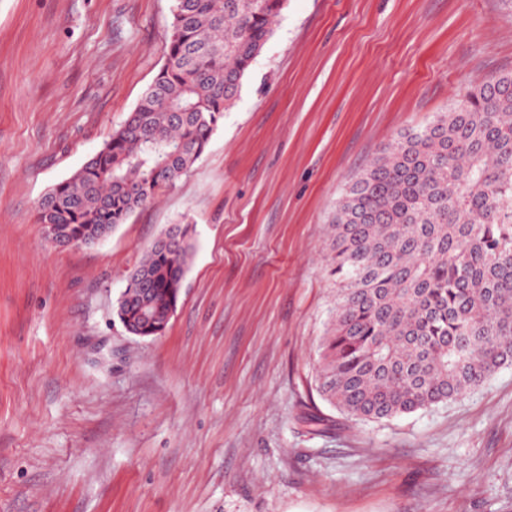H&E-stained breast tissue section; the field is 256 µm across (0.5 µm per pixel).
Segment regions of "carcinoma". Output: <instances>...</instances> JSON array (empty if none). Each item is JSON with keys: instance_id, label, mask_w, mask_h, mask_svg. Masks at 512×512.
I'll list each match as a JSON object with an SVG mask.
<instances>
[{"instance_id": "carcinoma-1", "label": "carcinoma", "mask_w": 512, "mask_h": 512, "mask_svg": "<svg viewBox=\"0 0 512 512\" xmlns=\"http://www.w3.org/2000/svg\"><path fill=\"white\" fill-rule=\"evenodd\" d=\"M287 0H173L166 61L134 111L40 200L39 224L93 242L187 176ZM178 252L150 246L139 289L160 316L178 304L194 227ZM336 306L318 390L380 421L456 399L512 364V75L492 76L429 125L401 134L344 190L330 224Z\"/></svg>"}]
</instances>
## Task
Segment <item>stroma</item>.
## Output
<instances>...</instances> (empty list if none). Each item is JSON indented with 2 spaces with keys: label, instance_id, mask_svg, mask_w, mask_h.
<instances>
[{
  "label": "stroma",
  "instance_id": "obj_1",
  "mask_svg": "<svg viewBox=\"0 0 512 512\" xmlns=\"http://www.w3.org/2000/svg\"><path fill=\"white\" fill-rule=\"evenodd\" d=\"M172 4L0 0V512H512V365L379 422L317 389L337 201L512 73V0H288L191 172L103 243L53 245L37 205L134 110ZM186 222L174 315L128 334V277Z\"/></svg>",
  "mask_w": 512,
  "mask_h": 512
}]
</instances>
